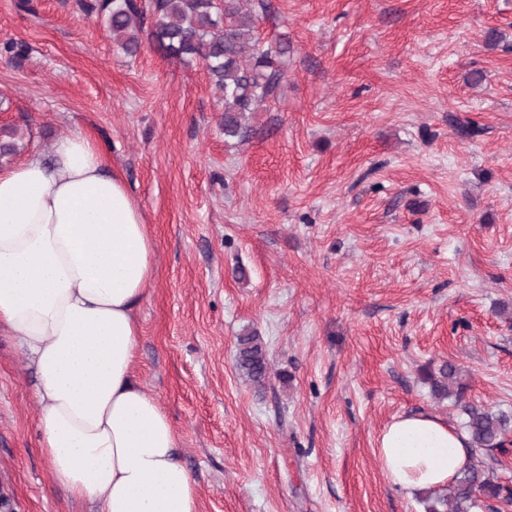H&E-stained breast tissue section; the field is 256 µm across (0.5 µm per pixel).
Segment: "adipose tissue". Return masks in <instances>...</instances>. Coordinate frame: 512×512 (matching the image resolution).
Wrapping results in <instances>:
<instances>
[{
  "mask_svg": "<svg viewBox=\"0 0 512 512\" xmlns=\"http://www.w3.org/2000/svg\"><path fill=\"white\" fill-rule=\"evenodd\" d=\"M53 155L0 171V328L37 370L51 475L100 512H199L167 414L133 382L153 238L97 143L74 132ZM377 452L410 498L470 455L464 432L425 413L393 417Z\"/></svg>",
  "mask_w": 512,
  "mask_h": 512,
  "instance_id": "ef3b65f1",
  "label": "adipose tissue"
}]
</instances>
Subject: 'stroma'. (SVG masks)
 I'll use <instances>...</instances> for the list:
<instances>
[{
	"label": "stroma",
	"mask_w": 512,
	"mask_h": 512,
	"mask_svg": "<svg viewBox=\"0 0 512 512\" xmlns=\"http://www.w3.org/2000/svg\"><path fill=\"white\" fill-rule=\"evenodd\" d=\"M288 39L275 100L224 136L203 64L124 55L76 0H0V129L16 162L99 142L156 245L135 379L165 410L200 512H423L387 480L397 415L460 418L423 368L512 411V0H263ZM258 332L270 381L236 366ZM37 374L0 334V495L96 512L54 483Z\"/></svg>",
	"instance_id": "obj_1"
}]
</instances>
